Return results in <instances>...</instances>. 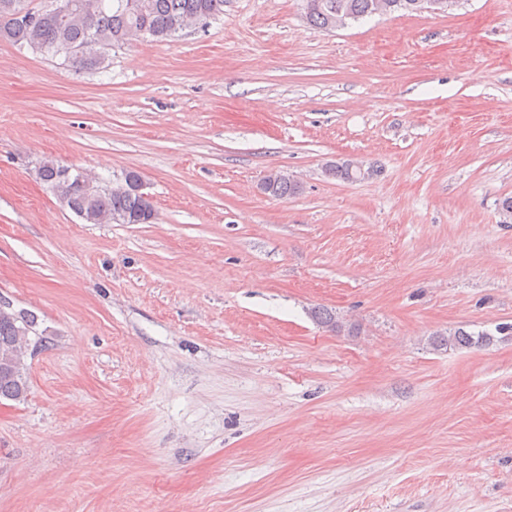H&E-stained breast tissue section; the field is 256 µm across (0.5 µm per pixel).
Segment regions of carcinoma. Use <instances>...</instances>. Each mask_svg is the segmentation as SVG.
Wrapping results in <instances>:
<instances>
[{"instance_id":"obj_1","label":"carcinoma","mask_w":512,"mask_h":512,"mask_svg":"<svg viewBox=\"0 0 512 512\" xmlns=\"http://www.w3.org/2000/svg\"><path fill=\"white\" fill-rule=\"evenodd\" d=\"M381 1L384 11L421 12L423 0H306L309 23L319 29H334L347 20L360 19L376 10ZM71 7L63 15L45 10H32L25 0H0V39L33 51L63 57V64L93 69L99 67L106 53L115 45H124L150 36L156 40L174 37L193 24H199L224 13V0H69ZM351 161L328 167V175L346 182L362 176L350 169ZM41 181L87 224H151L156 219L152 202L138 192L135 183L141 175L135 171L125 178L132 186L122 191L86 188L78 178L61 177V166L46 161L38 168ZM262 190L278 199L287 200L300 191V184L289 176L275 174L264 182ZM313 320L329 330L344 325L336 312L318 307L311 311ZM38 326L37 317L29 310L14 309L0 315V354L13 342L18 328ZM493 341L488 331L469 332L457 328L432 337L437 348H472ZM29 391L27 363L14 371L3 369L0 359V400L21 403Z\"/></svg>"}]
</instances>
